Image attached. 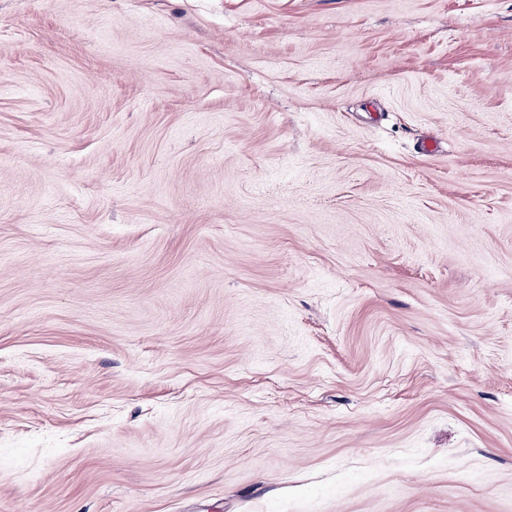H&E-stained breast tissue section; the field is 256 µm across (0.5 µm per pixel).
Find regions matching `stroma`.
I'll return each mask as SVG.
<instances>
[{
  "label": "stroma",
  "instance_id": "1",
  "mask_svg": "<svg viewBox=\"0 0 512 512\" xmlns=\"http://www.w3.org/2000/svg\"><path fill=\"white\" fill-rule=\"evenodd\" d=\"M0 512H512V0H0Z\"/></svg>",
  "mask_w": 512,
  "mask_h": 512
}]
</instances>
